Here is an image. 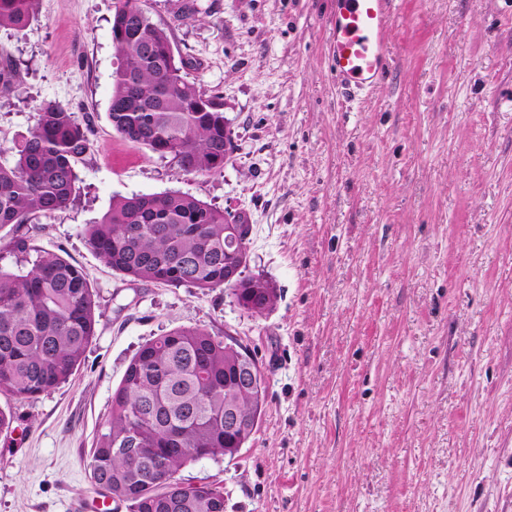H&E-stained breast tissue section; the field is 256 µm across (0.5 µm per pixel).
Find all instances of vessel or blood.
I'll return each mask as SVG.
<instances>
[{"label": "vessel or blood", "mask_w": 512, "mask_h": 512, "mask_svg": "<svg viewBox=\"0 0 512 512\" xmlns=\"http://www.w3.org/2000/svg\"><path fill=\"white\" fill-rule=\"evenodd\" d=\"M391 21V0H336L329 19L328 67L337 83L365 90L381 81Z\"/></svg>", "instance_id": "vessel-or-blood-1"}]
</instances>
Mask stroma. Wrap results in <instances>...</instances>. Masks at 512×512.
<instances>
[{"mask_svg": "<svg viewBox=\"0 0 512 512\" xmlns=\"http://www.w3.org/2000/svg\"><path fill=\"white\" fill-rule=\"evenodd\" d=\"M390 66L355 95L328 72L336 0H146L190 81L234 131L222 173L133 148L108 117L113 0H40L0 29L20 65L0 145L56 101L90 127L72 203L30 225V268L81 267L100 318L85 359L34 401L0 394V512H126L95 493L93 440L127 365L178 327L232 335L263 366L256 432L234 460L180 473L224 512H512V0H394ZM179 191L246 212L264 316L221 288L134 282L86 246L114 196Z\"/></svg>", "mask_w": 512, "mask_h": 512, "instance_id": "obj_1", "label": "stroma"}]
</instances>
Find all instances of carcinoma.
I'll return each instance as SVG.
<instances>
[{"mask_svg": "<svg viewBox=\"0 0 512 512\" xmlns=\"http://www.w3.org/2000/svg\"><path fill=\"white\" fill-rule=\"evenodd\" d=\"M40 0H0V29L26 26ZM143 0H113V35L121 59L108 116L130 145L171 156L187 175L224 171V102L187 80L191 62L175 59L166 31L144 13ZM17 63L0 57V87L13 86ZM89 151L84 129L64 105L44 102L23 141L0 155V228L17 232L12 249L29 250L20 230L66 209L78 179L76 163ZM87 247L134 281L174 288L224 287V210L175 191L118 196L101 220L84 230ZM251 317L257 297L230 288ZM98 304L83 271L42 250L27 270L0 267V393L34 400L67 382L85 358ZM243 353L198 327H181L145 343L112 395L90 453L94 487L127 512H224V492L186 486L188 464L233 460L253 430L224 434V402L250 425L259 423L266 385L228 396ZM138 452H124L131 442Z\"/></svg>", "mask_w": 512, "mask_h": 512, "instance_id": "obj_1", "label": "carcinoma"}]
</instances>
